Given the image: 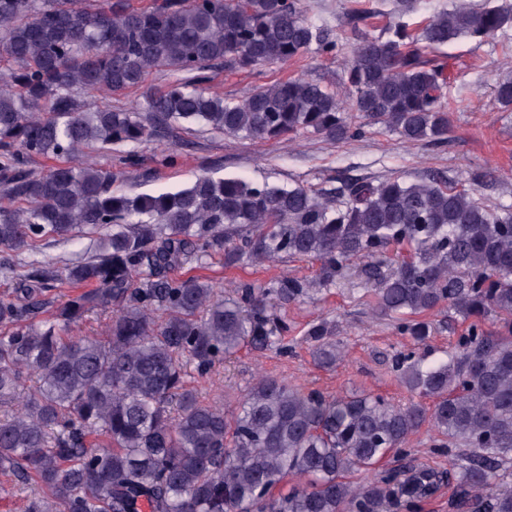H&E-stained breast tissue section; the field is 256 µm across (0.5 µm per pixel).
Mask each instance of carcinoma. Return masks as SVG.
I'll list each match as a JSON object with an SVG mask.
<instances>
[{
    "mask_svg": "<svg viewBox=\"0 0 512 512\" xmlns=\"http://www.w3.org/2000/svg\"><path fill=\"white\" fill-rule=\"evenodd\" d=\"M413 11L414 0H395L373 34L372 11H348L356 43L344 94L301 75L233 102L202 87L207 72L313 48L334 56L341 38L307 18L301 0H0V272H15L47 237L98 234L94 254L33 267L14 277L15 299L0 300V470L38 486L24 512H415L439 485L434 471L387 470L362 485L352 476L406 453L426 422L439 447L465 449L448 470L459 501L512 512V488L496 483L512 459L511 205L491 208L435 179H351L318 193L204 173L174 192L130 194L112 189L111 169L76 161L85 148L110 152L185 125L254 142L301 131L356 140L364 127L353 111L405 142H443L451 78L423 49L506 34L512 4L461 3L419 34L403 20ZM158 71L165 84L138 110L84 99L122 96ZM37 159L51 165L34 172ZM391 246L403 254L385 272ZM216 252L226 266L312 258L329 285L354 260L380 258L364 268L373 311L414 344L426 342L430 312L469 322L445 360L397 357L400 381L432 405L331 397L268 376L230 418L201 400L187 365L203 377L249 341L281 343L289 328L275 308L312 292L285 278L226 301L179 274ZM62 280L92 289L38 317ZM97 310L110 313L105 335H67ZM303 340L322 368L342 358L323 323ZM285 481L288 491H276Z\"/></svg>",
    "mask_w": 512,
    "mask_h": 512,
    "instance_id": "carcinoma-1",
    "label": "carcinoma"
}]
</instances>
